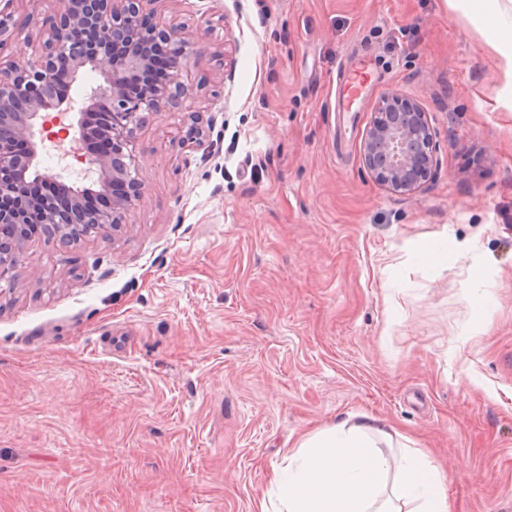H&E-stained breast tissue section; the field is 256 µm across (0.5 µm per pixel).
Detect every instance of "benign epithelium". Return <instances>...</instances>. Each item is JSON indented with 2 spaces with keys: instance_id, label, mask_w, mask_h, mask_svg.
<instances>
[{
  "instance_id": "7a95c632",
  "label": "benign epithelium",
  "mask_w": 512,
  "mask_h": 512,
  "mask_svg": "<svg viewBox=\"0 0 512 512\" xmlns=\"http://www.w3.org/2000/svg\"><path fill=\"white\" fill-rule=\"evenodd\" d=\"M156 0H60L53 13L28 24L37 30L40 44L33 53L0 57V284L12 287L25 243L55 235L64 244L83 237L108 235L121 229L126 214L143 195L139 177V133L150 117L178 106L186 96L182 73L196 53L174 24L157 20ZM160 46L170 63L169 82L130 93L134 81L153 65V49ZM103 82L84 94L86 106L75 109L71 95L57 96L63 73L76 82L85 66ZM107 106L104 136L107 152L93 153L83 145L92 110ZM69 146L84 169L99 174L100 191L118 185L112 206L85 207L87 187L68 184L52 169L31 172L45 141ZM27 143L21 158L15 141ZM366 168L381 184L410 193L425 182L436 166V143L427 112L416 102L389 91L380 95L363 146ZM53 181L60 189L57 201L32 194V179Z\"/></svg>"
}]
</instances>
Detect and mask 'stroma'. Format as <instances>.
Instances as JSON below:
<instances>
[{
  "label": "stroma",
  "mask_w": 512,
  "mask_h": 512,
  "mask_svg": "<svg viewBox=\"0 0 512 512\" xmlns=\"http://www.w3.org/2000/svg\"><path fill=\"white\" fill-rule=\"evenodd\" d=\"M159 8L208 49L140 139L143 196L113 236L29 243L0 293V512H256L304 435L361 415L393 426L391 462L434 460L453 512H512V97L489 21L464 0ZM358 52L378 82L345 121ZM387 90L435 131L410 194L362 162Z\"/></svg>",
  "instance_id": "obj_1"
}]
</instances>
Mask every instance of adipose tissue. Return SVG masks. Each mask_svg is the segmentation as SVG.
<instances>
[{
  "instance_id": "ef3b65f1",
  "label": "adipose tissue",
  "mask_w": 512,
  "mask_h": 512,
  "mask_svg": "<svg viewBox=\"0 0 512 512\" xmlns=\"http://www.w3.org/2000/svg\"><path fill=\"white\" fill-rule=\"evenodd\" d=\"M491 23L494 48L512 78V8L500 0H468ZM392 435L368 420L341 421L300 442L272 468L260 512H451L445 481L424 456H405L398 469L380 449Z\"/></svg>"
}]
</instances>
